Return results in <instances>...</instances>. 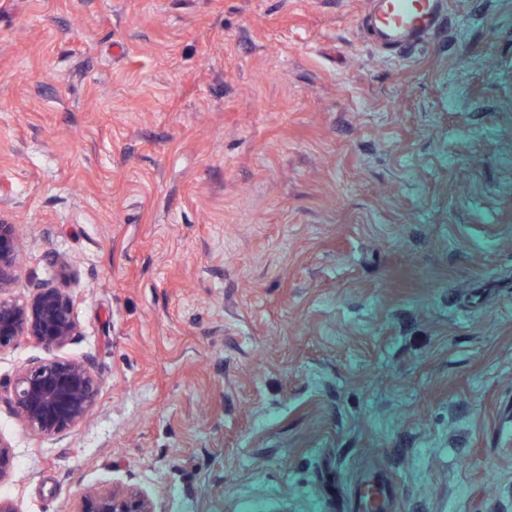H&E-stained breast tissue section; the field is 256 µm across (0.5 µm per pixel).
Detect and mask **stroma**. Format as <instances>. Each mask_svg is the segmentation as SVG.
I'll list each match as a JSON object with an SVG mask.
<instances>
[{
	"label": "stroma",
	"mask_w": 512,
	"mask_h": 512,
	"mask_svg": "<svg viewBox=\"0 0 512 512\" xmlns=\"http://www.w3.org/2000/svg\"><path fill=\"white\" fill-rule=\"evenodd\" d=\"M373 0H0L11 295L80 336L0 353V496L77 512H512V0L384 46ZM102 383L43 438L30 359ZM392 487L376 475H368L348 489L347 497L358 512H385L390 505ZM77 512H156L152 499L143 491L112 483L85 496Z\"/></svg>",
	"instance_id": "1"
}]
</instances>
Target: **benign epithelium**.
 Instances as JSON below:
<instances>
[{"label":"benign epithelium","instance_id":"7a95c632","mask_svg":"<svg viewBox=\"0 0 512 512\" xmlns=\"http://www.w3.org/2000/svg\"><path fill=\"white\" fill-rule=\"evenodd\" d=\"M22 262L18 231L0 224V352L30 338L46 348H60L80 335L73 298L62 286L44 284L22 303L8 297ZM99 391L90 364L79 359H35L21 367L10 385L16 417L33 433L51 438L80 424ZM13 466V453L0 436V479ZM78 512H155L143 491L114 483L85 497Z\"/></svg>","mask_w":512,"mask_h":512}]
</instances>
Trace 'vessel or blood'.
<instances>
[{"instance_id": "1", "label": "vessel or blood", "mask_w": 512, "mask_h": 512, "mask_svg": "<svg viewBox=\"0 0 512 512\" xmlns=\"http://www.w3.org/2000/svg\"><path fill=\"white\" fill-rule=\"evenodd\" d=\"M441 5L442 0H381L371 24L380 32L396 33L416 42L434 29ZM391 495V486L375 475L365 477L347 491L355 512H387Z\"/></svg>"}]
</instances>
